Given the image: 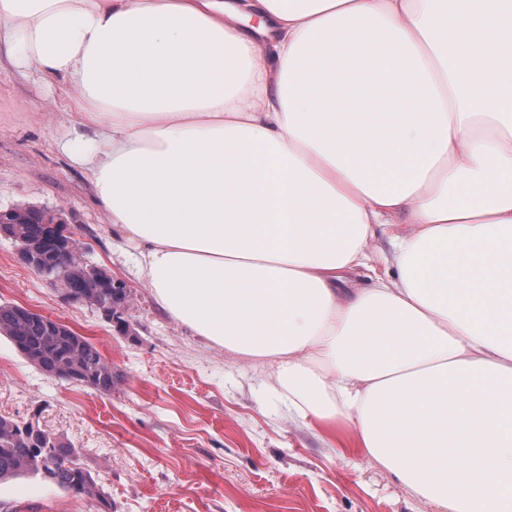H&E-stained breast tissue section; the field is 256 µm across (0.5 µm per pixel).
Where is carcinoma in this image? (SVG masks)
Masks as SVG:
<instances>
[{
	"mask_svg": "<svg viewBox=\"0 0 512 512\" xmlns=\"http://www.w3.org/2000/svg\"><path fill=\"white\" fill-rule=\"evenodd\" d=\"M18 234L25 243L39 247L46 265H56V241L45 236L41 220L31 218L19 225ZM0 334L41 370L57 371L58 378L97 392H112V364L88 338L58 327L52 319L36 313L22 323L18 305L0 304ZM62 447L54 435L31 422L21 424L0 417V481L38 475L75 496L98 498L107 512H112V503L98 492L91 473L83 466H70L67 457L58 452Z\"/></svg>",
	"mask_w": 512,
	"mask_h": 512,
	"instance_id": "obj_1",
	"label": "carcinoma"
}]
</instances>
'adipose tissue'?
Returning <instances> with one entry per match:
<instances>
[{
	"mask_svg": "<svg viewBox=\"0 0 512 512\" xmlns=\"http://www.w3.org/2000/svg\"><path fill=\"white\" fill-rule=\"evenodd\" d=\"M0 46L172 318L442 512H512V0H0ZM379 226L395 276L345 287Z\"/></svg>",
	"mask_w": 512,
	"mask_h": 512,
	"instance_id": "obj_1",
	"label": "adipose tissue"
}]
</instances>
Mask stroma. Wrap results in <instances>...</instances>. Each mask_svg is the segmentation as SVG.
<instances>
[{
  "label": "stroma",
  "mask_w": 512,
  "mask_h": 512,
  "mask_svg": "<svg viewBox=\"0 0 512 512\" xmlns=\"http://www.w3.org/2000/svg\"><path fill=\"white\" fill-rule=\"evenodd\" d=\"M60 82H35L0 56V210L60 211L85 260L123 281L129 332L64 301L0 237V304L29 307L88 337L112 365L108 394L52 377L0 335V417L72 444L112 512H436L391 473L351 453L352 427L327 439L289 411L266 370L197 336L157 304L139 249L112 224L64 150ZM37 476L0 482V512H99Z\"/></svg>",
  "instance_id": "stroma-1"
}]
</instances>
